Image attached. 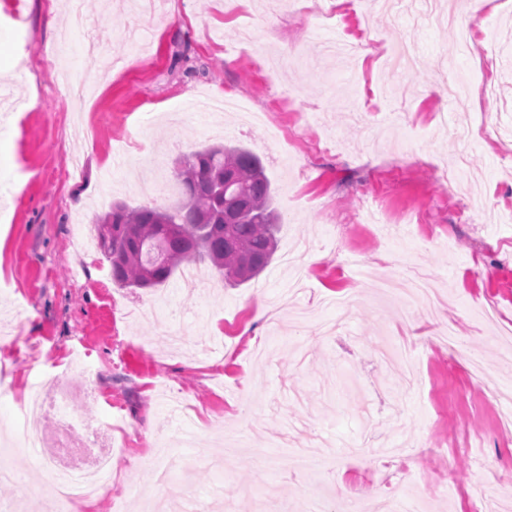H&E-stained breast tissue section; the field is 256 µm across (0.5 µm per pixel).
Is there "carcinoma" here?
I'll use <instances>...</instances> for the list:
<instances>
[{
  "mask_svg": "<svg viewBox=\"0 0 512 512\" xmlns=\"http://www.w3.org/2000/svg\"><path fill=\"white\" fill-rule=\"evenodd\" d=\"M175 211L115 202L98 217V248L121 288H155L184 263L209 261L233 283L258 277L277 249L281 215L262 160L232 145L180 158Z\"/></svg>",
  "mask_w": 512,
  "mask_h": 512,
  "instance_id": "1",
  "label": "carcinoma"
}]
</instances>
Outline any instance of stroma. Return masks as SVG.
I'll list each match as a JSON object with an SVG mask.
<instances>
[{
  "label": "stroma",
  "instance_id": "1",
  "mask_svg": "<svg viewBox=\"0 0 512 512\" xmlns=\"http://www.w3.org/2000/svg\"><path fill=\"white\" fill-rule=\"evenodd\" d=\"M460 26L484 33L461 54L458 29L428 22L421 4L389 18L375 0H0V425L14 420L37 371L65 370L95 402L76 410L112 435V480L71 512H186L153 479L155 435L189 465L211 512H329L373 498L406 512H473L469 493L512 512V437L497 412L512 400V0L499 10L441 0ZM97 84L83 113L64 111L60 70ZM496 85L479 111L443 86ZM231 112L192 113L206 97ZM239 145L260 156L282 218L265 272L239 286L210 265L176 270L152 289L122 288L77 225L111 203L176 207L183 155ZM465 163L456 193L441 170ZM414 224H363L365 200ZM306 277L295 324L251 307L293 289L287 255ZM426 274L457 302L407 306L378 281ZM348 295L353 307L326 305ZM157 304L190 330L178 350L141 308ZM453 327L456 345L442 335ZM89 373L67 372L74 351ZM332 452L319 479L296 455ZM21 483L0 485V512H37L56 490L41 460L18 448Z\"/></svg>",
  "mask_w": 512,
  "mask_h": 512
}]
</instances>
